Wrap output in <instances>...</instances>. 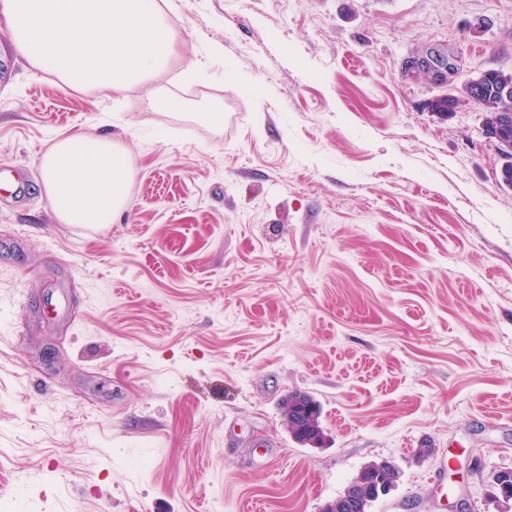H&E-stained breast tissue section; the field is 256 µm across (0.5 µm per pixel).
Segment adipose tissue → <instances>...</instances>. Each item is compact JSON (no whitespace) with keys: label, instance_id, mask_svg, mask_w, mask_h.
<instances>
[{"label":"adipose tissue","instance_id":"ef3b65f1","mask_svg":"<svg viewBox=\"0 0 512 512\" xmlns=\"http://www.w3.org/2000/svg\"><path fill=\"white\" fill-rule=\"evenodd\" d=\"M175 9V0H0L33 68L105 98L166 69L176 53ZM40 170L62 223L106 225L126 206L130 171L112 139H57Z\"/></svg>","mask_w":512,"mask_h":512}]
</instances>
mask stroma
I'll return each mask as SVG.
<instances>
[{
	"mask_svg": "<svg viewBox=\"0 0 512 512\" xmlns=\"http://www.w3.org/2000/svg\"><path fill=\"white\" fill-rule=\"evenodd\" d=\"M176 2L167 71L108 100L33 70L0 23V498L321 512L387 459L371 512H512L490 486L512 469V188L481 109L441 119L401 74L438 44L454 88L512 72V0ZM73 133L129 157L108 226L45 196L39 161ZM296 391L320 446L282 424ZM297 405L310 406L309 414L307 412L304 414L305 416L308 414L306 418V425L308 427L306 437L299 434L300 425L295 423L292 419V407ZM281 415L284 418L285 425L289 434L297 442L301 443L302 445H308V443L314 444L315 440L320 443L322 442L324 433L319 421L321 416V409L317 401H315L311 396L298 392L290 393L282 400ZM378 463L379 462L377 461L370 462L364 465L360 471L366 473L372 472L374 475L373 480H376V478L384 479L386 476H388V474L384 469L378 467ZM387 466L389 467L390 472H392L395 476L392 477L389 481L381 482L379 479L376 480L370 489L364 493L366 507L369 505V502L377 501L381 496L388 494L396 486L398 482L396 473H399V467L390 460L387 461Z\"/></svg>",
	"mask_w": 512,
	"mask_h": 512,
	"instance_id": "35a3bbf8",
	"label": "stroma"
}]
</instances>
